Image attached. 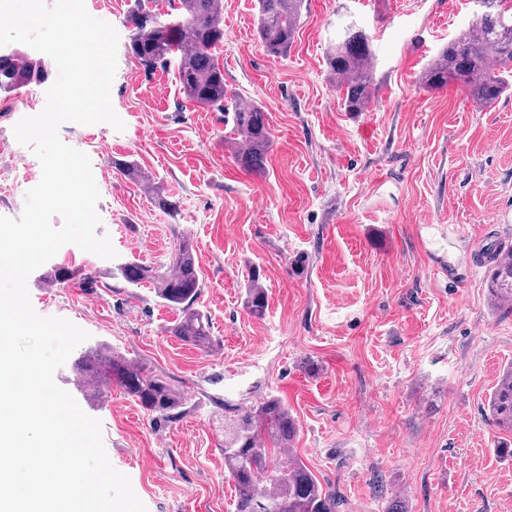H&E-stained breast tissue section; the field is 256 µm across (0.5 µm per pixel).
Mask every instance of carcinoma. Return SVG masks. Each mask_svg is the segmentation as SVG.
<instances>
[{
	"mask_svg": "<svg viewBox=\"0 0 512 512\" xmlns=\"http://www.w3.org/2000/svg\"><path fill=\"white\" fill-rule=\"evenodd\" d=\"M136 0L125 18L128 51L147 71L174 65L187 101L224 111L235 94L224 82L218 50L224 46L223 0ZM304 0H257V35L265 51L284 57L294 42ZM373 52L365 31L351 22L343 27L326 54L334 86L346 111L367 112L375 100ZM47 70L17 49L0 50V92L11 94L47 80ZM429 89L454 85L477 108L497 101L512 89V15L506 0H481L477 19L459 31L431 60L420 77ZM274 139L267 112L257 103L236 106L224 134L235 162L256 174L265 171ZM112 276L131 286L145 283L165 305L179 312L167 331L200 350L213 345L208 318L194 304L200 278L193 241L177 238L170 263L147 265L126 260L112 268ZM80 277L70 266L57 265L50 278L65 286ZM488 292L495 305H512V255L489 270ZM244 307L261 319L268 307L267 291L258 269L248 276ZM77 386L86 397L105 395L102 387H120L153 418L172 419L187 405L186 396L167 377L140 362L96 352L75 364ZM493 424L512 433V364L503 368L487 400ZM298 423L280 398L268 396L249 406L224 404V469L236 492L235 512H338L340 503L297 457L292 449Z\"/></svg>",
	"mask_w": 512,
	"mask_h": 512,
	"instance_id": "carcinoma-1",
	"label": "carcinoma"
}]
</instances>
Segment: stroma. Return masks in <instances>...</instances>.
<instances>
[{
  "label": "stroma",
  "instance_id": "35a3bbf8",
  "mask_svg": "<svg viewBox=\"0 0 512 512\" xmlns=\"http://www.w3.org/2000/svg\"><path fill=\"white\" fill-rule=\"evenodd\" d=\"M224 80L266 109V171L240 168L224 145L231 112L187 103L174 71L145 74L117 51L112 106L124 131L65 123L100 193L98 234L121 259L168 262L194 241L196 307L214 345L170 336L176 310L152 288L112 278L113 261L63 246L34 271L33 309L88 332L74 351L106 346L171 378L188 399L153 419L120 388L84 404L100 420L111 464L147 512H233L224 470V406L282 397L299 432L294 454L335 493L339 512H512V434L486 404L512 363V309L488 302L493 245L512 247V90L474 109L420 72L475 22L472 0H305L286 57L266 54L257 0H223ZM371 40L378 98L344 110L325 53L344 21ZM45 84L0 94V216L19 217L42 176L14 125L45 106ZM149 173L154 191L113 163ZM178 206L161 210L157 197ZM84 268L98 285L51 286L52 267ZM259 268L265 318L243 301Z\"/></svg>",
  "mask_w": 512,
  "mask_h": 512
}]
</instances>
